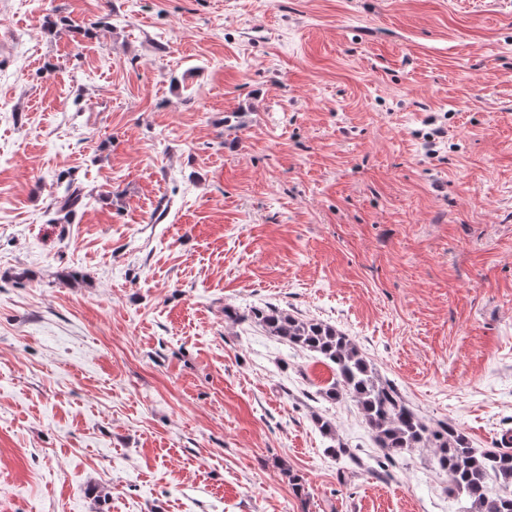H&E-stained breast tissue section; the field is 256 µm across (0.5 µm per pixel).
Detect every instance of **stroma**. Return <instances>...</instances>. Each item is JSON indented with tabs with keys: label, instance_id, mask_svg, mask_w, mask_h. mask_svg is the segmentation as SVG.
I'll return each instance as SVG.
<instances>
[{
	"label": "stroma",
	"instance_id": "1",
	"mask_svg": "<svg viewBox=\"0 0 512 512\" xmlns=\"http://www.w3.org/2000/svg\"><path fill=\"white\" fill-rule=\"evenodd\" d=\"M266 304L512 434V0H0V512H463Z\"/></svg>",
	"mask_w": 512,
	"mask_h": 512
}]
</instances>
